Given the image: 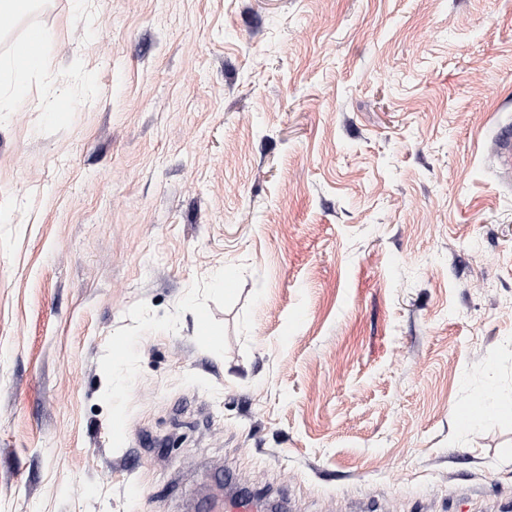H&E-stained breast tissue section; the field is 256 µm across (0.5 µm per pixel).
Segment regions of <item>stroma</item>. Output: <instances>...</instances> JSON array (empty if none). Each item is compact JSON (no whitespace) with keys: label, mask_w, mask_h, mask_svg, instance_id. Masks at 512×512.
Returning a JSON list of instances; mask_svg holds the SVG:
<instances>
[{"label":"stroma","mask_w":512,"mask_h":512,"mask_svg":"<svg viewBox=\"0 0 512 512\" xmlns=\"http://www.w3.org/2000/svg\"><path fill=\"white\" fill-rule=\"evenodd\" d=\"M0 112V512H506L512 0H44ZM230 273L226 289L214 285ZM37 50L31 59L24 65V62L31 51L30 40H24L17 45L15 53L17 59L10 55L0 59V112H11L15 104L19 101H25L28 96L30 77L49 67V58L47 55L46 33L40 31L37 38Z\"/></svg>","instance_id":"35a3bbf8"}]
</instances>
